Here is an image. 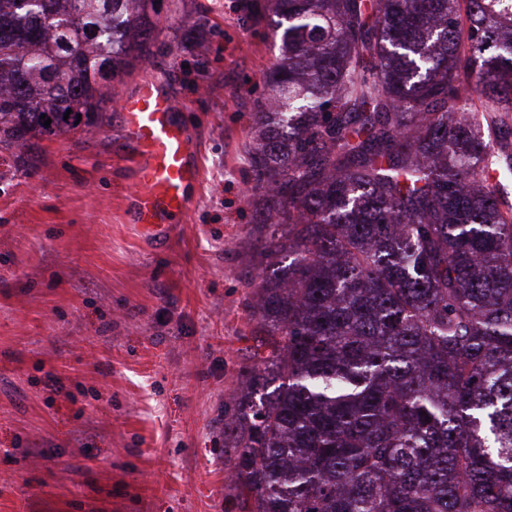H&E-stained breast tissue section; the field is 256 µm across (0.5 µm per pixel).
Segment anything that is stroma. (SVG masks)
<instances>
[{"label":"stroma","instance_id":"35a3bbf8","mask_svg":"<svg viewBox=\"0 0 512 512\" xmlns=\"http://www.w3.org/2000/svg\"><path fill=\"white\" fill-rule=\"evenodd\" d=\"M156 9L150 53L115 93L155 78L198 140L173 236L130 221L115 107L0 165V512H242L224 405L256 345L245 152L278 45L242 0Z\"/></svg>","mask_w":512,"mask_h":512}]
</instances>
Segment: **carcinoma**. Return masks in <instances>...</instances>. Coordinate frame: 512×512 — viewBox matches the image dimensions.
I'll return each mask as SVG.
<instances>
[{
    "instance_id": "carcinoma-1",
    "label": "carcinoma",
    "mask_w": 512,
    "mask_h": 512,
    "mask_svg": "<svg viewBox=\"0 0 512 512\" xmlns=\"http://www.w3.org/2000/svg\"><path fill=\"white\" fill-rule=\"evenodd\" d=\"M256 8L279 56L226 482L247 512H512V0ZM153 10L0 0V162L94 126Z\"/></svg>"
}]
</instances>
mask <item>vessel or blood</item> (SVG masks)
Wrapping results in <instances>:
<instances>
[{
  "instance_id": "b4317fda",
  "label": "vessel or blood",
  "mask_w": 512,
  "mask_h": 512,
  "mask_svg": "<svg viewBox=\"0 0 512 512\" xmlns=\"http://www.w3.org/2000/svg\"><path fill=\"white\" fill-rule=\"evenodd\" d=\"M119 110L131 147L132 222L149 238H164L189 210V185L197 183L194 137L176 101L153 78L123 95Z\"/></svg>"
}]
</instances>
